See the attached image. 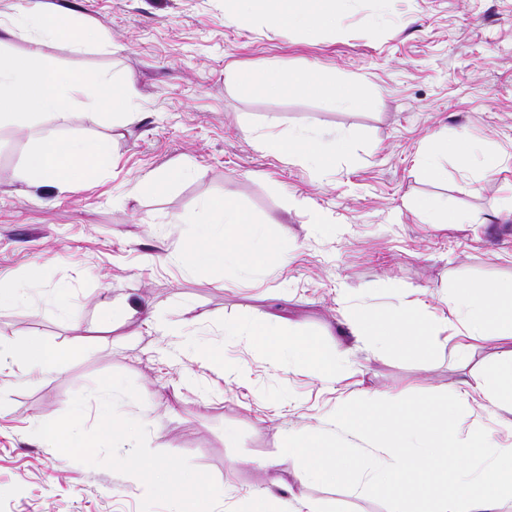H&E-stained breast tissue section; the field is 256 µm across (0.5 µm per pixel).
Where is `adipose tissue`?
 Listing matches in <instances>:
<instances>
[{"instance_id":"1","label":"adipose tissue","mask_w":512,"mask_h":512,"mask_svg":"<svg viewBox=\"0 0 512 512\" xmlns=\"http://www.w3.org/2000/svg\"><path fill=\"white\" fill-rule=\"evenodd\" d=\"M345 141L342 135L325 138L299 128L284 143L276 136H266L263 146L284 151L289 161L324 173L332 168ZM187 221L193 226V237L176 245L174 251L176 261L187 270L231 268L248 277L258 271L261 259L278 256L263 225L249 218L231 198L207 201ZM446 323L460 337L454 348L459 358H467L479 342L501 345L487 382L471 390L448 388L441 399L444 412L440 415L401 393L367 396L338 411L334 425L352 437L369 441L374 450L370 469L353 483L352 490L361 496L386 498L392 512H502L505 502L512 501V451H497L480 433L458 441L450 414L475 393L494 407L512 409V281L458 288ZM347 328L356 340L376 350H399L419 357L428 352L432 334L418 304L398 305L384 319L353 318ZM162 329L165 335L179 337L182 344L192 347L199 360L212 368L239 379L245 377L243 367L224 361L189 326L166 323ZM224 333L270 338L275 360L307 363L329 380L335 379L349 361V350L329 352L292 340L284 325L248 330L228 324ZM8 366L29 375L47 376L58 370L59 356L40 342L0 339V371ZM387 413L402 418L400 443H388L383 437L381 424ZM284 453L298 467L301 482L334 485L344 475L341 449L322 434L286 437ZM479 459L486 460V467H476Z\"/></svg>"}]
</instances>
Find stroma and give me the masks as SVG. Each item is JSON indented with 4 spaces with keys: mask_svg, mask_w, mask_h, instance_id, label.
Instances as JSON below:
<instances>
[{
    "mask_svg": "<svg viewBox=\"0 0 512 512\" xmlns=\"http://www.w3.org/2000/svg\"><path fill=\"white\" fill-rule=\"evenodd\" d=\"M44 2L114 43L78 51L56 41L44 56L133 80L140 113L116 127L78 112L61 127L110 138L117 159L72 189L23 182L31 135L0 123V283L32 286L27 303L0 308V337L67 354L51 376L0 372V512H140V480L48 454L31 434L110 373L140 392L141 402L121 400L118 410L147 426L150 449L212 474L218 512H253L254 492L271 476L288 497L327 512H389L385 498L351 491L368 444L336 437L343 482L303 485L282 453L284 436L323 429L364 393L405 390L437 405L448 387L486 378L493 348L460 362L455 337L441 330L427 359L360 349L351 374L327 382L224 326L282 322L293 339L333 352L351 345L345 324L361 311L382 314L404 298L437 322L459 286L512 280V0H349L338 26L316 29L264 11L246 19L227 0ZM260 69L273 88L244 80ZM297 73L315 76L323 91H277ZM344 92L360 106L338 109ZM298 128L351 141L325 174L257 145ZM444 132L469 133L486 148L496 173L483 191H470L473 172L453 152L442 159L446 176L423 172L420 151ZM186 166L193 176L179 177ZM151 176L167 178L164 191L151 189ZM227 194L264 224L282 256L251 279L220 268L190 273L169 257L192 236L184 216ZM443 199L467 223H428L427 210ZM317 209L327 223H314ZM186 301L204 340L246 365L248 379L225 377L155 330L152 315L183 320ZM453 419L460 436L480 432L512 448V411L476 395ZM269 459L278 465L268 472Z\"/></svg>",
    "mask_w": 512,
    "mask_h": 512,
    "instance_id": "stroma-1",
    "label": "stroma"
}]
</instances>
